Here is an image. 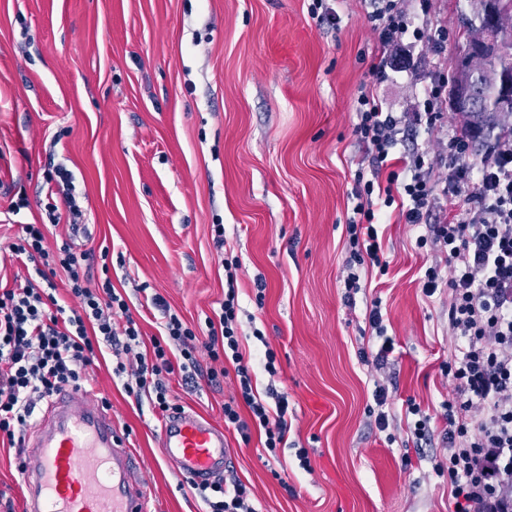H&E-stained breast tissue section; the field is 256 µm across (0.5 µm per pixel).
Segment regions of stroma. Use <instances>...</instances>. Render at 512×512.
<instances>
[{
	"mask_svg": "<svg viewBox=\"0 0 512 512\" xmlns=\"http://www.w3.org/2000/svg\"><path fill=\"white\" fill-rule=\"evenodd\" d=\"M337 22L318 20L317 4ZM414 25L442 27V47L414 42L381 52L366 0H0V284L34 278L7 245L18 225L8 210L27 197L20 223L47 225L109 252L113 286L144 338L161 313L160 295L184 321L204 323L224 299V227L240 261V327L258 392H287L291 429L267 466L258 440L224 435L232 450L225 479L251 490L256 512H452L446 482L432 471L446 455L442 404L451 387L442 363L457 344L448 332V295L425 297L429 265L445 253L415 240L412 226L381 214L387 274L366 272L346 301V222L354 174L365 157L354 134L355 100L377 85L387 111L402 116L397 154L428 152L460 134L456 114L428 132L415 117L427 85L455 77L466 43L459 25L472 0H399ZM384 72L372 74L375 55ZM74 175L77 226L50 225L49 160ZM380 300L394 353L375 370L359 351L371 331L367 306ZM264 340H256L253 330ZM276 352L278 374L262 365ZM110 355L87 367L107 398L113 425L144 463L146 512H204L205 505L164 458L162 423L148 399L126 394ZM171 390L184 410L223 427L230 382L199 377ZM394 393L388 431L367 408L376 385ZM414 399L436 435L408 446L404 403ZM305 449L309 467L296 453ZM13 449L0 447V512H27L28 489Z\"/></svg>",
	"mask_w": 512,
	"mask_h": 512,
	"instance_id": "stroma-1",
	"label": "stroma"
}]
</instances>
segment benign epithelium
Returning a JSON list of instances; mask_svg holds the SVG:
<instances>
[{
	"label": "benign epithelium",
	"instance_id": "obj_1",
	"mask_svg": "<svg viewBox=\"0 0 512 512\" xmlns=\"http://www.w3.org/2000/svg\"><path fill=\"white\" fill-rule=\"evenodd\" d=\"M476 12L482 14V31L469 44V54H488L489 76L493 82L501 84L498 107L503 111L512 109V28L503 20V12L494 0H475ZM455 102L461 112L478 110L477 100L472 90V78L467 72L460 73L455 90Z\"/></svg>",
	"mask_w": 512,
	"mask_h": 512
}]
</instances>
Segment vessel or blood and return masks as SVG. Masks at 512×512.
<instances>
[{
	"mask_svg": "<svg viewBox=\"0 0 512 512\" xmlns=\"http://www.w3.org/2000/svg\"><path fill=\"white\" fill-rule=\"evenodd\" d=\"M162 446L176 473L201 486L223 475L231 456L223 430L192 412L168 418ZM26 448L28 512H144L143 468L93 392L59 393Z\"/></svg>",
	"mask_w": 512,
	"mask_h": 512,
	"instance_id": "1",
	"label": "vessel or blood"
}]
</instances>
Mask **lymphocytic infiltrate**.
<instances>
[{
    "label": "lymphocytic infiltrate",
    "mask_w": 512,
    "mask_h": 512,
    "mask_svg": "<svg viewBox=\"0 0 512 512\" xmlns=\"http://www.w3.org/2000/svg\"><path fill=\"white\" fill-rule=\"evenodd\" d=\"M369 22L381 47L402 43L405 36L434 45L446 42L443 32L412 26L396 0H369ZM354 132L371 157L368 169L357 170L351 196L355 201L347 220L350 255L344 284L360 290V272H387L379 241V207L402 202L408 223H419L424 212L438 210L430 235L416 239L418 248L433 247L448 256V278L438 267L426 268L422 290L426 297L448 293V330L459 344L460 358L443 365L453 390L443 402L448 453L432 463L437 477L447 481L453 512H512V135H503L482 157L468 161L465 137L448 142V175L434 177L428 153L403 158L400 168L388 160L400 132V118L386 112L376 87H363L356 106ZM467 209H460V200ZM8 250L13 259L32 265L36 281L0 289V436L9 447L23 450L29 418L35 406L63 387H82V373L105 347L117 357V373L126 375L128 395H149L161 417L178 411L167 379L181 374L192 383L198 373L199 352L211 361L209 381L230 379L234 393L224 403V422L242 442L252 431L263 435L262 448L276 457L287 444L288 396L276 388L259 394L253 370L242 351L239 331L238 257L224 260L227 287L219 313L206 320L199 334L160 296L151 303L163 320L149 349H142L141 331L124 297L111 278L96 279L94 252L74 242L51 246L39 224L22 225ZM65 272L74 308L60 304L54 278ZM179 359H172V351ZM249 418H242V411ZM209 512H256L246 486L213 483L199 487Z\"/></svg>",
    "instance_id": "f902f5d3"
}]
</instances>
